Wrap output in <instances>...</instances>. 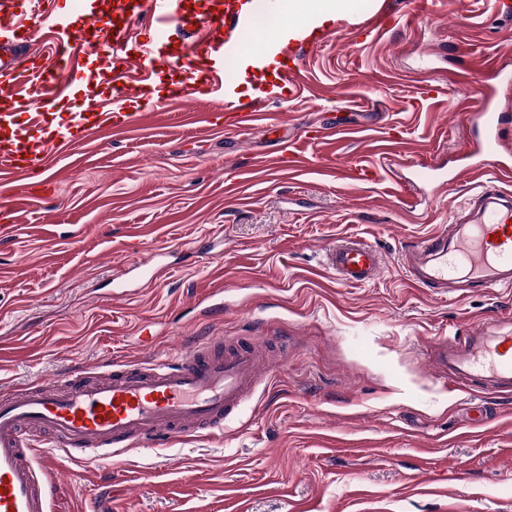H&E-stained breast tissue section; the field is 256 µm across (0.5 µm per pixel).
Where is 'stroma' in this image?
I'll list each match as a JSON object with an SVG mask.
<instances>
[{
  "label": "stroma",
  "mask_w": 512,
  "mask_h": 512,
  "mask_svg": "<svg viewBox=\"0 0 512 512\" xmlns=\"http://www.w3.org/2000/svg\"><path fill=\"white\" fill-rule=\"evenodd\" d=\"M495 0H352L288 41L296 94L276 98L251 133L213 130L201 113L250 106L262 68L217 46L209 20L224 0H175L191 38L157 42L151 79H183L201 54L223 68L228 97L135 98L141 123L75 144L22 203L0 164V390L46 378L82 380L107 362L175 357L199 336L267 346L279 362L228 421L161 448L122 449L84 467L55 451L52 512H512V393L452 386L430 343L472 329H512V289L461 297L409 285V246L466 214L475 183L439 186L388 159L444 173L463 164L486 62L512 59V17ZM113 0H54L82 71L65 99L106 93L112 60L86 44ZM386 31L365 40L364 26ZM470 53L459 56L458 43ZM326 132V141L308 140ZM352 236L386 258L379 277L347 286L325 263ZM158 253L152 287L134 264ZM224 307L201 312L208 289Z\"/></svg>",
  "instance_id": "1"
}]
</instances>
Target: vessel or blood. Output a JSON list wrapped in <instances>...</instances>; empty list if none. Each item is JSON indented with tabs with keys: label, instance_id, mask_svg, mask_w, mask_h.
<instances>
[{
	"label": "vessel or blood",
	"instance_id": "obj_1",
	"mask_svg": "<svg viewBox=\"0 0 512 512\" xmlns=\"http://www.w3.org/2000/svg\"><path fill=\"white\" fill-rule=\"evenodd\" d=\"M153 36L143 41L136 55L127 57L124 71L113 74L111 98L89 102L87 110L69 113L65 124L48 126L46 109L56 92L34 98L23 92L30 79L53 84L51 65L20 68L0 59V160L16 171H45L49 152L71 144L93 129L136 122L126 110L136 87L125 80L130 71L144 69L153 60L155 38L173 28L171 0H145ZM6 33L24 28L28 17L15 0H0ZM253 14H241L235 0H224V25L231 37L223 47L238 48L234 32L250 27ZM258 113L227 103L225 129L252 130ZM475 144L465 166L453 178L460 181L490 169L512 171V114L501 111L494 88L484 92L472 113ZM479 205L467 217L409 247L402 256L408 281L417 288L442 294L457 284L468 288L512 287V200L500 191L483 189ZM327 264L338 280L358 286L375 279L384 267L382 253L363 240L343 237L329 248ZM429 359L458 384L498 392L512 390V332L480 329L454 341L436 340ZM260 368L255 344H225L223 338L205 337L187 354L164 363L134 364L104 369L92 380L62 387L36 382L21 393L0 396V512H50L53 486L33 464L30 436L40 435L61 449L73 462L111 460L130 441L169 445L207 430H223L241 400L253 388Z\"/></svg>",
	"mask_w": 512,
	"mask_h": 512
}]
</instances>
